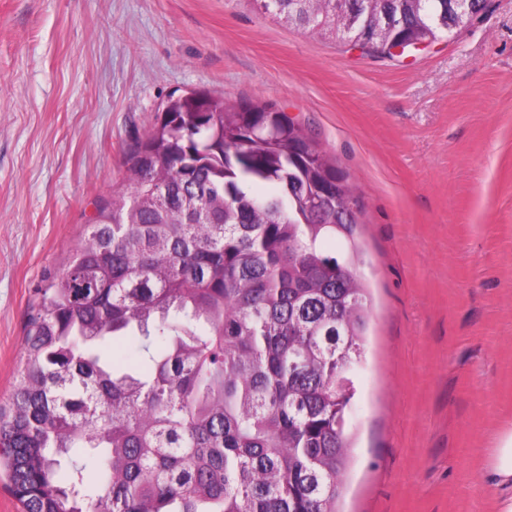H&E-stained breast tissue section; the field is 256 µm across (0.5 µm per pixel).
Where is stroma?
I'll use <instances>...</instances> for the list:
<instances>
[{
    "label": "stroma",
    "mask_w": 512,
    "mask_h": 512,
    "mask_svg": "<svg viewBox=\"0 0 512 512\" xmlns=\"http://www.w3.org/2000/svg\"><path fill=\"white\" fill-rule=\"evenodd\" d=\"M273 102L358 184L372 297L340 512H498L512 430V0L347 52L250 0H0V404L30 307L176 90ZM488 470L493 483L507 491L499 501L498 512L512 511V431L506 434L495 448Z\"/></svg>",
    "instance_id": "1"
}]
</instances>
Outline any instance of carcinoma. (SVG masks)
<instances>
[{
  "label": "carcinoma",
  "instance_id": "carcinoma-1",
  "mask_svg": "<svg viewBox=\"0 0 512 512\" xmlns=\"http://www.w3.org/2000/svg\"><path fill=\"white\" fill-rule=\"evenodd\" d=\"M342 43L456 0H251ZM38 290L0 469L23 512H337L369 321L350 176L274 103L171 94ZM127 341L118 365L112 343Z\"/></svg>",
  "mask_w": 512,
  "mask_h": 512
}]
</instances>
